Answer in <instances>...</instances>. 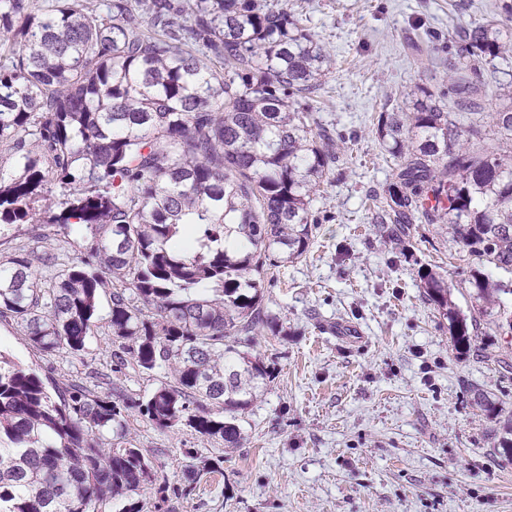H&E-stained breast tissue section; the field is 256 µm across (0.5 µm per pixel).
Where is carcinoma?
I'll use <instances>...</instances> for the list:
<instances>
[{
  "label": "carcinoma",
  "mask_w": 512,
  "mask_h": 512,
  "mask_svg": "<svg viewBox=\"0 0 512 512\" xmlns=\"http://www.w3.org/2000/svg\"><path fill=\"white\" fill-rule=\"evenodd\" d=\"M502 9L509 18L454 34L457 111L417 83L411 105L376 124L393 160L376 223L397 225L401 244L421 218L448 225L479 262L466 283L482 316L512 294L482 269L512 272V105L485 113L473 100L482 74L512 100V72L496 64L512 58V5ZM329 67L287 0H0V143L16 167L0 172V224L93 235L70 264H0V318L45 354L81 352L110 287L118 359L172 377L144 401L77 384L55 399L0 354V512H95L107 499L145 512L141 492L165 503L220 471L187 449L184 486L159 481L127 438L133 409L162 432L242 444V415L269 377L242 337L281 334L264 303L268 267L307 255L313 202L340 161L309 104ZM486 124L498 146L470 149ZM420 287L454 348L469 349L477 315L455 307L437 272L422 271Z\"/></svg>",
  "instance_id": "1"
}]
</instances>
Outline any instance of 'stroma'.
Wrapping results in <instances>:
<instances>
[{"label": "stroma", "mask_w": 512, "mask_h": 512, "mask_svg": "<svg viewBox=\"0 0 512 512\" xmlns=\"http://www.w3.org/2000/svg\"><path fill=\"white\" fill-rule=\"evenodd\" d=\"M502 2L288 0L331 58L313 107L339 137L341 162L317 199L321 224L306 259L276 268L266 284L282 333L251 342L270 377L244 416L242 447L158 431L135 411L127 417L128 438L170 486L184 482L185 449L223 461L190 497L170 499L168 512H512V456L499 446L500 422L512 415V335L486 316L470 351L458 353L419 271L447 275L467 313L478 306L463 284L468 261L439 224H419L406 247L394 245L368 202L393 165L375 134L378 113L417 83L448 96L453 28L500 14ZM90 241L55 233L45 242L30 226L0 224V261L23 249L74 261ZM110 304L101 293L80 353L40 354L21 327L0 319V354L53 393L75 383L147 398L170 376L115 367ZM478 390L496 413L475 403Z\"/></svg>", "instance_id": "stroma-1"}]
</instances>
